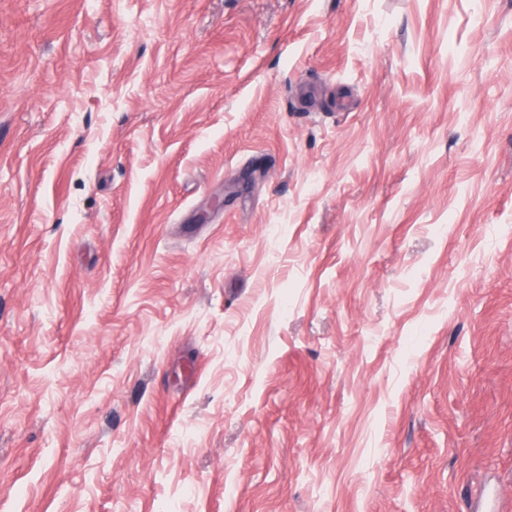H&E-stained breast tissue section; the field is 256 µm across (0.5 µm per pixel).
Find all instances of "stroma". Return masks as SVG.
Returning a JSON list of instances; mask_svg holds the SVG:
<instances>
[{"label":"stroma","instance_id":"stroma-1","mask_svg":"<svg viewBox=\"0 0 512 512\" xmlns=\"http://www.w3.org/2000/svg\"><path fill=\"white\" fill-rule=\"evenodd\" d=\"M512 499V0H0V512Z\"/></svg>","mask_w":512,"mask_h":512}]
</instances>
